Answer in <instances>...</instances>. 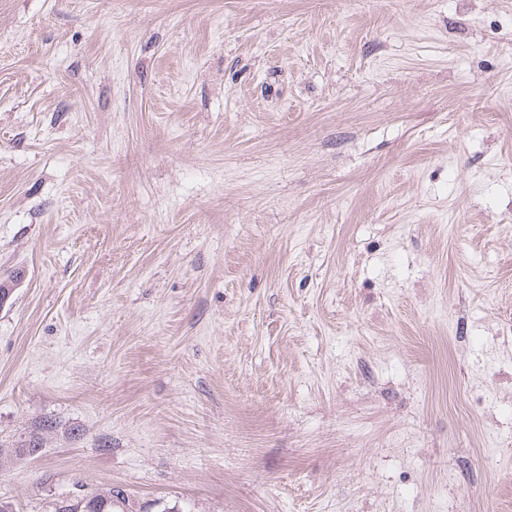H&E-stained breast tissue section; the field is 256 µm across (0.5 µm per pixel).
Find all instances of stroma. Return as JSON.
<instances>
[{
  "instance_id": "35a3bbf8",
  "label": "stroma",
  "mask_w": 512,
  "mask_h": 512,
  "mask_svg": "<svg viewBox=\"0 0 512 512\" xmlns=\"http://www.w3.org/2000/svg\"><path fill=\"white\" fill-rule=\"evenodd\" d=\"M0 499L512 512V0H0Z\"/></svg>"
}]
</instances>
